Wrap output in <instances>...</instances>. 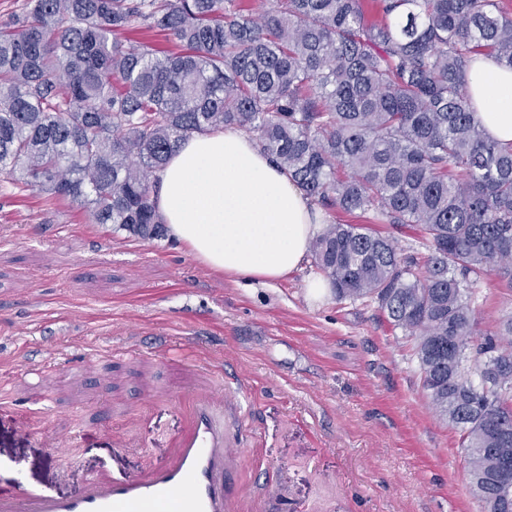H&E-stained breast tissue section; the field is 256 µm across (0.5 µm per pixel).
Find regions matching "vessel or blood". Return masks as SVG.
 I'll use <instances>...</instances> for the list:
<instances>
[{
    "label": "vessel or blood",
    "instance_id": "vessel-or-blood-1",
    "mask_svg": "<svg viewBox=\"0 0 512 512\" xmlns=\"http://www.w3.org/2000/svg\"><path fill=\"white\" fill-rule=\"evenodd\" d=\"M242 398L225 390L223 371L199 368L194 384L168 396L186 425L166 457L123 479L97 472L72 496L22 481L0 494V512H230L226 475L240 450L224 412L241 409Z\"/></svg>",
    "mask_w": 512,
    "mask_h": 512
}]
</instances>
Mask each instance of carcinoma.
<instances>
[{
  "label": "carcinoma",
  "instance_id": "carcinoma-1",
  "mask_svg": "<svg viewBox=\"0 0 512 512\" xmlns=\"http://www.w3.org/2000/svg\"><path fill=\"white\" fill-rule=\"evenodd\" d=\"M27 0L0 25V174L90 206L95 224L159 236L156 173L195 133L255 136L317 204L373 213L311 243L336 299L376 306L416 339L420 381L460 433L481 512H512V316L476 332L474 283L512 288V149L466 95L486 53L512 68L498 0ZM134 24L183 47L121 39Z\"/></svg>",
  "mask_w": 512,
  "mask_h": 512
}]
</instances>
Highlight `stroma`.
<instances>
[{"label":"stroma","instance_id":"obj_1","mask_svg":"<svg viewBox=\"0 0 512 512\" xmlns=\"http://www.w3.org/2000/svg\"><path fill=\"white\" fill-rule=\"evenodd\" d=\"M313 261L269 285L204 267L182 244L92 223L86 206L0 175V494L25 480L59 494L95 472L159 460L180 429L175 406L146 404L154 377L121 353L171 344L164 382L195 365L246 379L243 450L228 484L240 512H479L460 436L422 390L415 339L375 307L311 299ZM479 331L512 313L495 272L475 285ZM42 365L49 392L23 383ZM74 432L52 452L45 429ZM139 441L114 448L111 432Z\"/></svg>","mask_w":512,"mask_h":512}]
</instances>
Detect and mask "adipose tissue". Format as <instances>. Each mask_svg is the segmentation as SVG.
<instances>
[{"label":"adipose tissue","mask_w":512,"mask_h":512,"mask_svg":"<svg viewBox=\"0 0 512 512\" xmlns=\"http://www.w3.org/2000/svg\"><path fill=\"white\" fill-rule=\"evenodd\" d=\"M487 136L512 146V69L475 55L467 79ZM168 235L219 274L262 283L300 269L324 212L255 141L231 128L185 141L151 196Z\"/></svg>","instance_id":"1"}]
</instances>
